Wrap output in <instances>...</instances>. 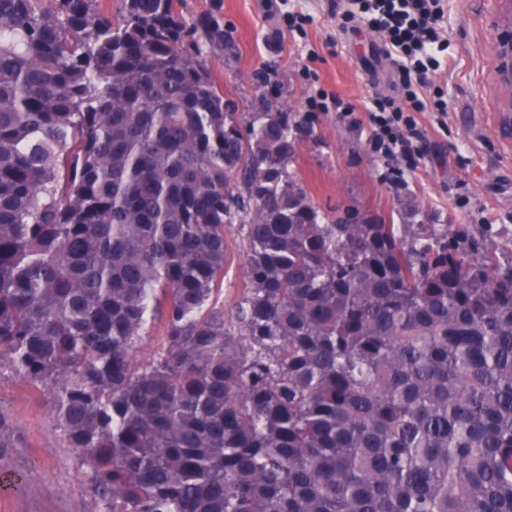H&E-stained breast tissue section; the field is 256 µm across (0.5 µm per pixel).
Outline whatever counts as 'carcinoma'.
<instances>
[{"label":"carcinoma","mask_w":512,"mask_h":512,"mask_svg":"<svg viewBox=\"0 0 512 512\" xmlns=\"http://www.w3.org/2000/svg\"><path fill=\"white\" fill-rule=\"evenodd\" d=\"M206 46L224 27L176 0H0V369L102 512H512V263L326 218L289 113L243 137ZM239 225L228 224L224 228V237L231 251V263L226 266L224 272V284L219 294V304L224 303V313L228 315L234 311L237 302L241 299L244 288H248L249 280L247 268L241 251V236L238 232ZM163 330V322L159 316H156L152 324L146 330V334L136 351V358L139 361L150 358L155 351ZM148 335V336H147Z\"/></svg>","instance_id":"obj_1"}]
</instances>
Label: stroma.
Returning <instances> with one entry per match:
<instances>
[{
    "mask_svg": "<svg viewBox=\"0 0 512 512\" xmlns=\"http://www.w3.org/2000/svg\"><path fill=\"white\" fill-rule=\"evenodd\" d=\"M268 2L177 5L186 22L210 15L223 26V48L207 49L202 62L240 130L272 104L292 114L303 133L290 169L323 214L356 207L405 224L415 207L424 223L464 225L483 251L511 258L512 141L499 131L491 51L496 0H445L449 65L431 76L430 88L443 91L448 115L441 125L433 113L423 115L413 170L375 149L366 119L374 96L398 91L378 36L363 26L338 29L346 0H287L286 10L309 17L300 33L278 27ZM308 68L318 81L305 77ZM321 92L348 104L354 122L339 120L332 107L310 111L309 99ZM224 236L231 261L218 300L231 312L249 280L237 225H226ZM0 418L8 424L0 432V477L25 475L20 488L0 490V512H100L88 473L56 427L51 400L7 369L0 371Z\"/></svg>",
    "mask_w": 512,
    "mask_h": 512,
    "instance_id": "stroma-1",
    "label": "stroma"
}]
</instances>
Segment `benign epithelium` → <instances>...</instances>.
Returning <instances> with one entry per match:
<instances>
[{
  "label": "benign epithelium",
  "instance_id": "1",
  "mask_svg": "<svg viewBox=\"0 0 512 512\" xmlns=\"http://www.w3.org/2000/svg\"><path fill=\"white\" fill-rule=\"evenodd\" d=\"M495 32L494 79L498 89L497 112L502 135L512 137V0H498L491 19Z\"/></svg>",
  "mask_w": 512,
  "mask_h": 512
}]
</instances>
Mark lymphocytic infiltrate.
<instances>
[{
    "mask_svg": "<svg viewBox=\"0 0 512 512\" xmlns=\"http://www.w3.org/2000/svg\"><path fill=\"white\" fill-rule=\"evenodd\" d=\"M443 18L444 0H350L338 18L341 31L358 21L378 33L397 69L401 94L374 98L368 121L377 148L401 156L411 168L417 164L412 143L423 136L420 115L433 112L443 118L448 112L442 94L427 92L429 74L448 60Z\"/></svg>",
    "mask_w": 512,
    "mask_h": 512,
    "instance_id": "1",
    "label": "lymphocytic infiltrate"
}]
</instances>
